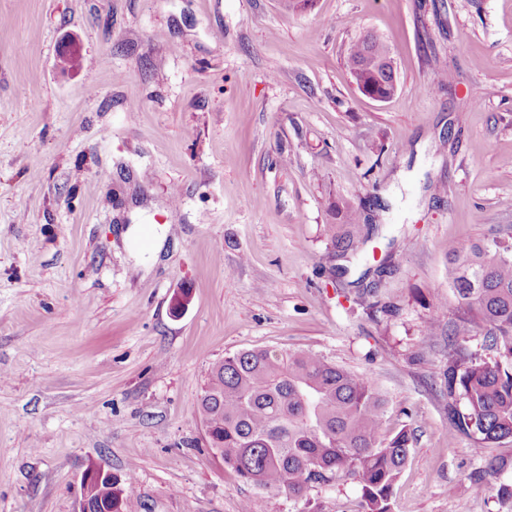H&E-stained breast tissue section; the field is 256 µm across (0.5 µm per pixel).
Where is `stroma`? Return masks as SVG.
<instances>
[{"label": "stroma", "mask_w": 512, "mask_h": 512, "mask_svg": "<svg viewBox=\"0 0 512 512\" xmlns=\"http://www.w3.org/2000/svg\"><path fill=\"white\" fill-rule=\"evenodd\" d=\"M369 32L385 101L346 67ZM345 203L374 232L338 258ZM499 224L512 0H0V512H79L92 463L136 512H359L353 481L291 498L209 449L210 368L256 348L379 386L386 435L415 436L392 512H512V438L454 428L448 335L424 332L460 309L449 241ZM347 63L358 88L366 95L391 88L393 83L397 86L390 49L375 34L364 35L352 46Z\"/></svg>", "instance_id": "obj_1"}]
</instances>
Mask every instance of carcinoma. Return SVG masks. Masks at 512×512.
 <instances>
[{
  "instance_id": "1",
  "label": "carcinoma",
  "mask_w": 512,
  "mask_h": 512,
  "mask_svg": "<svg viewBox=\"0 0 512 512\" xmlns=\"http://www.w3.org/2000/svg\"><path fill=\"white\" fill-rule=\"evenodd\" d=\"M347 63L366 95L396 82L390 49L375 34L352 46ZM337 213L339 255L355 253L370 226L354 207ZM447 260L448 287L462 305L448 322V414L480 453L512 438V235L450 241ZM479 324L486 326L487 357L464 346ZM385 407L369 377L316 353L267 348L214 364L199 399L210 449L243 480L293 498L314 483L351 480L360 487L362 512H391L393 486L413 445L407 430L381 437ZM84 498L86 512H134L131 492L108 476L91 480Z\"/></svg>"
}]
</instances>
